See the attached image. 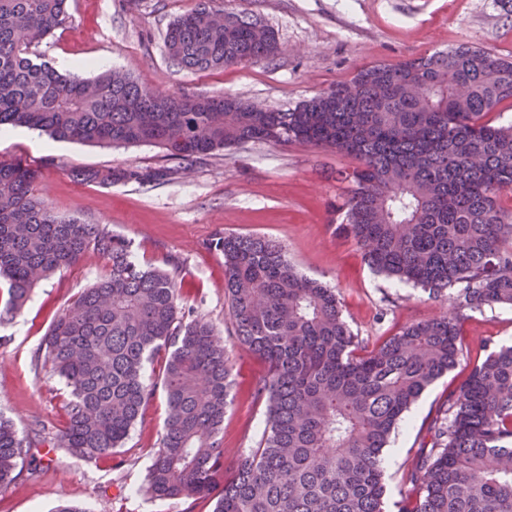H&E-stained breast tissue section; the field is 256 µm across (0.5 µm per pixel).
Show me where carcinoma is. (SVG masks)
I'll use <instances>...</instances> for the list:
<instances>
[{"instance_id":"1","label":"carcinoma","mask_w":512,"mask_h":512,"mask_svg":"<svg viewBox=\"0 0 512 512\" xmlns=\"http://www.w3.org/2000/svg\"><path fill=\"white\" fill-rule=\"evenodd\" d=\"M69 0H0V128L27 127L58 141L152 145L173 164L78 170L81 182L162 184L180 162L249 142L334 149L356 160L343 228L375 272L422 288L440 314L369 348L343 316L335 289L300 274L283 246L224 234V299L236 343L267 366L254 385L266 404L257 447L224 469L231 360L224 336L182 312L172 273L142 263L132 243L101 224L56 215L36 190L38 170L0 160V323L33 288L86 259L107 274L49 325L37 359L69 392L52 436L36 420L19 433L0 415V486L31 449L49 443L83 459L123 445L162 392L166 415L146 492L198 496L212 512H386L383 450L405 412L463 355L470 313L512 305V57L458 45L359 71L281 112L232 97L160 94L129 75L92 80L60 73L37 47L72 21ZM183 68L206 71L268 57L274 32L195 0L167 28ZM158 359L156 380L145 382ZM398 512H512V346L474 361L429 428Z\"/></svg>"}]
</instances>
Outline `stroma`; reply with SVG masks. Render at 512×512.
<instances>
[{
  "label": "stroma",
  "instance_id": "35a3bbf8",
  "mask_svg": "<svg viewBox=\"0 0 512 512\" xmlns=\"http://www.w3.org/2000/svg\"><path fill=\"white\" fill-rule=\"evenodd\" d=\"M193 5V0H70L71 23L45 38L38 51L61 71L76 63V75L84 78L118 69L157 92L231 96L281 111L379 62L397 63L461 43L512 55V0H224L225 9L271 28L277 50L241 65L189 71L169 57L164 35ZM0 160L38 166L40 187L58 214L107 225L156 266L179 259L176 276L185 308L211 321L231 352L226 460L257 447L266 407L253 396L264 366L232 336L224 257L208 246L216 235L254 234L281 243L303 273L336 287L345 319L368 346L440 312L439 303L421 289L371 271L354 241L339 231L336 172L350 164L342 154L256 142L182 162L178 178L165 184L100 186L75 181L69 172L158 167L166 163L163 152L143 145L54 141L18 127L0 140ZM105 272L97 259L57 272L33 289L20 315L0 324V410L19 431L29 432L37 418L58 425L67 389L36 361L35 351L55 316ZM487 342L512 345V306L473 313L464 325L457 365L399 422L383 451L389 512H396L408 492L406 475L429 423L467 379L472 359ZM165 409L163 395H156L124 445L98 460L63 449L40 453L39 477L22 473L0 489V512H52L60 504L85 512H210L205 499H159L142 489Z\"/></svg>",
  "mask_w": 512,
  "mask_h": 512
}]
</instances>
